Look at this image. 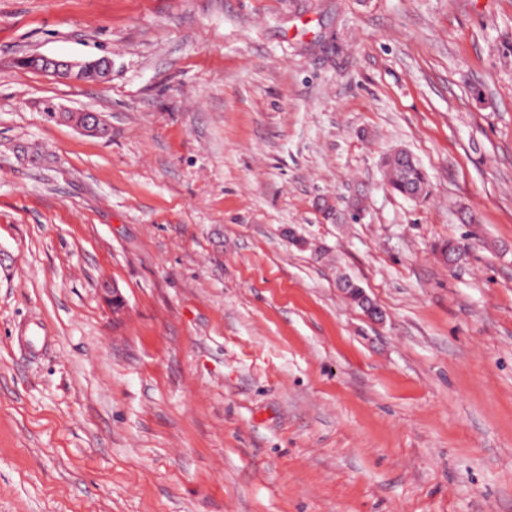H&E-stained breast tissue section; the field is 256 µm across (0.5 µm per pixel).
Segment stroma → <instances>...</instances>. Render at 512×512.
Returning a JSON list of instances; mask_svg holds the SVG:
<instances>
[{
  "label": "stroma",
  "instance_id": "obj_1",
  "mask_svg": "<svg viewBox=\"0 0 512 512\" xmlns=\"http://www.w3.org/2000/svg\"><path fill=\"white\" fill-rule=\"evenodd\" d=\"M0 512H512V0H0ZM25 65L56 80L69 83L103 82L112 74V60L102 56L93 60L74 61L65 58L36 55L23 61ZM90 75L88 79L86 76ZM46 102H48V101H46ZM45 103L43 104V107H44ZM53 109H54V105L48 103L44 107V112H46L50 118H55V112H56L57 119L59 121L70 124L83 132L94 133V132H100V131L106 129V125L104 124L103 120L100 118V116L98 114H96L94 112L68 111V110L61 109L59 106L55 108L54 112H52ZM385 177L386 184H391V190L394 193L409 197L414 190L413 196L416 199V197L421 198L426 191L423 185L415 188L418 183H427L425 173L416 159H414V165H403V171H397L394 178L388 174L387 176L385 174Z\"/></svg>",
  "mask_w": 512,
  "mask_h": 512
}]
</instances>
